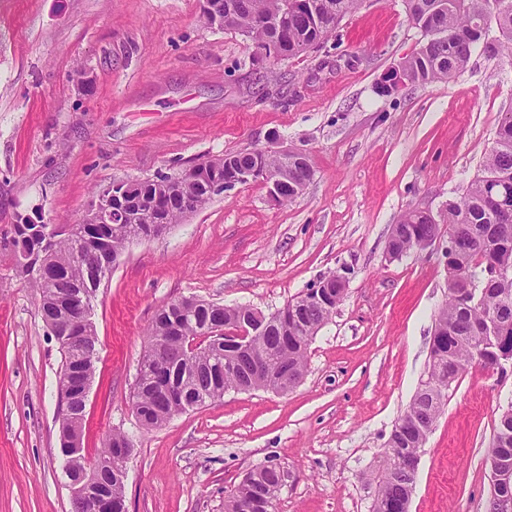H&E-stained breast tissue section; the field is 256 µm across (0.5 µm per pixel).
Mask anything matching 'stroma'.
Returning a JSON list of instances; mask_svg holds the SVG:
<instances>
[{
	"mask_svg": "<svg viewBox=\"0 0 512 512\" xmlns=\"http://www.w3.org/2000/svg\"><path fill=\"white\" fill-rule=\"evenodd\" d=\"M422 39L405 0H360L330 38L260 77L249 42L209 25L202 0H0V512H71L59 450V346L16 274V224H76L116 180L174 175L265 147L305 153L313 177L275 203L239 184L129 245L98 288L95 374L82 446L122 432L127 512H224L270 461L277 512H371L383 446L428 365L448 295L447 225L391 258L394 224L441 215L472 179L503 112L512 59L476 51L453 80L381 96ZM344 298L292 391H227L139 429L132 404L157 310L201 298L269 314L322 276ZM512 406L506 374L469 364L422 450L409 512H485L489 450Z\"/></svg>",
	"mask_w": 512,
	"mask_h": 512,
	"instance_id": "35a3bbf8",
	"label": "stroma"
}]
</instances>
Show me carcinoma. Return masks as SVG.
Segmentation results:
<instances>
[{"label": "carcinoma", "instance_id": "obj_1", "mask_svg": "<svg viewBox=\"0 0 512 512\" xmlns=\"http://www.w3.org/2000/svg\"><path fill=\"white\" fill-rule=\"evenodd\" d=\"M225 0H210V23L224 19V28L247 31L255 49L267 51L270 64L281 62L320 46L336 30L339 23L357 7L358 0H307L309 5L294 6L292 0H237L233 11L224 9ZM409 19L418 28L424 42L410 57L401 62L404 82L411 85L450 80L462 72L473 52L496 54L505 51L512 58V0H407ZM288 23V43L269 49L270 32L254 25L255 15ZM254 157L244 150L223 159L220 176L228 178L238 167L251 166ZM265 165L300 180H311L313 171L292 155L273 154ZM126 193L147 197L156 193V184L128 181ZM512 200V112L502 114L495 130L492 148L480 163L478 174L470 180L461 196L448 201L442 219L434 222L424 211L405 213L400 223L412 231L396 245L394 257L418 248L420 239L438 234V224L448 225V237L457 247L446 253L448 281L470 277L476 281V294H462L448 288V299L435 318L428 362L427 379L422 381L406 412L397 420L387 441L384 467L375 476L378 494L372 512H400L398 505L415 485L416 470L408 461L419 455L443 406L448 387L458 379L470 362L476 359L478 336L487 318H494L503 336L500 349H488L484 359L492 363L499 350L512 352V219L504 220L492 205V199ZM142 224H103L94 230L80 224L55 235L50 247L30 224L15 225L19 274L39 295L43 320L64 316L70 302L89 290L96 291L111 272L115 262L134 241L142 238ZM48 257L51 263L67 273L64 287L51 280L30 276L35 257ZM316 302L298 295L286 303L288 313L277 310L266 315L267 330L260 337L259 349L265 356L270 375L250 384L253 390L279 391L275 373L286 368L297 376L306 369L307 350L318 330L329 320L342 301L343 291L336 287V274L323 278ZM255 313L250 306L213 308L210 303L184 298L170 303L156 314L146 334L145 345L165 343L171 359L165 370L166 380L180 388L183 398L166 399L154 387V365L149 350L139 361L134 386V412L140 427L152 430L174 416L224 397V389L247 377L249 354L232 337L212 334V324L224 323L236 329ZM75 344H59L62 356L60 374L73 373L90 382L94 375L98 342L96 329L88 325L77 331ZM200 341L194 351L186 343ZM68 413L60 432L68 443L61 452L81 442L85 417L81 400L70 394ZM132 448L131 439L115 432L103 451L94 457L84 454L65 459L67 478L80 479L93 485L85 495L72 500V512H101L100 494L112 498V512H125L124 480L113 467L112 450ZM490 452L512 456V406L505 410L494 429ZM282 483L268 471L257 468L244 475L224 501V512H236L237 504L256 499L261 512H276ZM486 512H512V483L491 493Z\"/></svg>", "mask_w": 512, "mask_h": 512}]
</instances>
